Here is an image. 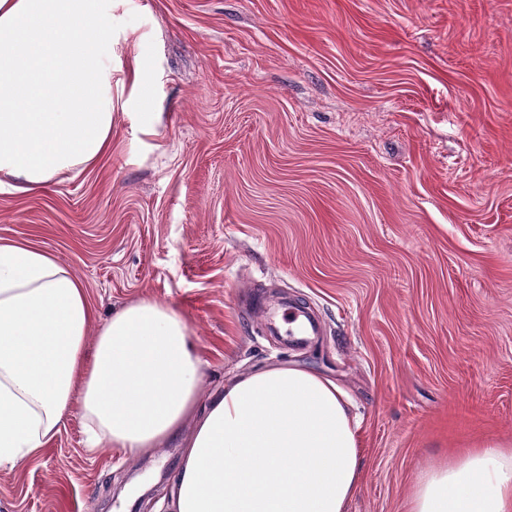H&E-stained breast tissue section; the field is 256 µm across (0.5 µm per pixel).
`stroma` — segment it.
Wrapping results in <instances>:
<instances>
[{
  "label": "stroma",
  "mask_w": 512,
  "mask_h": 512,
  "mask_svg": "<svg viewBox=\"0 0 512 512\" xmlns=\"http://www.w3.org/2000/svg\"><path fill=\"white\" fill-rule=\"evenodd\" d=\"M112 151L0 239L52 254L100 318L178 309L202 393L296 363L352 402L346 512H408L434 458L512 437V0H112ZM310 307L300 346L242 308ZM174 441L89 453L71 412L0 470V512H171Z\"/></svg>",
  "instance_id": "stroma-1"
}]
</instances>
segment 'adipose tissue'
<instances>
[{"label": "adipose tissue", "instance_id": "obj_1", "mask_svg": "<svg viewBox=\"0 0 512 512\" xmlns=\"http://www.w3.org/2000/svg\"><path fill=\"white\" fill-rule=\"evenodd\" d=\"M112 0H0V178L23 192L112 147ZM202 362L174 307L141 299L99 320L50 253L0 240V470L41 455L72 410L90 449L131 456L189 431L173 512H345L361 481L344 390L296 365L201 397ZM409 512H512V444L431 463Z\"/></svg>", "mask_w": 512, "mask_h": 512}]
</instances>
